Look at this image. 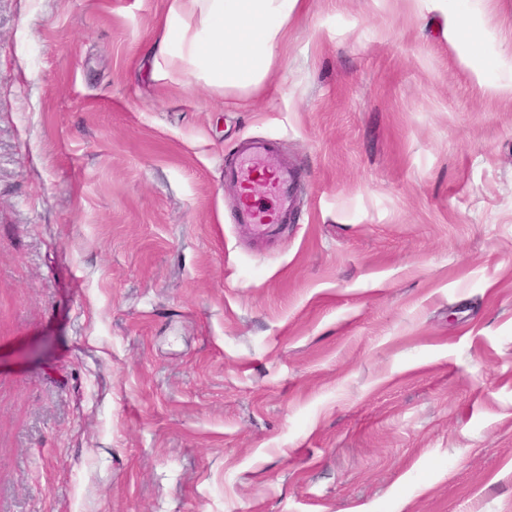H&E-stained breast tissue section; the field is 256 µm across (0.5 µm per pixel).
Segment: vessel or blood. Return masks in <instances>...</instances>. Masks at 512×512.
Masks as SVG:
<instances>
[{
    "instance_id": "b4317fda",
    "label": "vessel or blood",
    "mask_w": 512,
    "mask_h": 512,
    "mask_svg": "<svg viewBox=\"0 0 512 512\" xmlns=\"http://www.w3.org/2000/svg\"><path fill=\"white\" fill-rule=\"evenodd\" d=\"M261 169L270 170L272 173L271 186L276 206L268 209L258 200H250L240 206L237 221L252 226L255 232L265 233L272 230L294 204L296 188L294 172L286 162L276 156L274 149L267 141L256 140L240 150L234 165L225 167L224 179L242 184L251 181L253 175Z\"/></svg>"
}]
</instances>
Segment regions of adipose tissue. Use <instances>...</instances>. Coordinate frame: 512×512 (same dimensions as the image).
I'll return each mask as SVG.
<instances>
[{
	"label": "adipose tissue",
	"instance_id": "ef3b65f1",
	"mask_svg": "<svg viewBox=\"0 0 512 512\" xmlns=\"http://www.w3.org/2000/svg\"><path fill=\"white\" fill-rule=\"evenodd\" d=\"M303 0H168L151 52L156 79L192 76L217 91L260 89Z\"/></svg>",
	"mask_w": 512,
	"mask_h": 512
}]
</instances>
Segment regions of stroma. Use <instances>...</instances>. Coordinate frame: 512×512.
Segmentation results:
<instances>
[{"label": "stroma", "mask_w": 512, "mask_h": 512, "mask_svg": "<svg viewBox=\"0 0 512 512\" xmlns=\"http://www.w3.org/2000/svg\"><path fill=\"white\" fill-rule=\"evenodd\" d=\"M166 6L0 0V512H512V0H305L248 94ZM259 168L269 169L272 173L271 186L276 207L267 209L252 198L240 206L236 221L238 224L252 226L257 233H265L272 230L294 204L296 178L288 164L276 156L267 141H252L239 151L234 166H224V181L236 184L250 182Z\"/></svg>", "instance_id": "1"}]
</instances>
